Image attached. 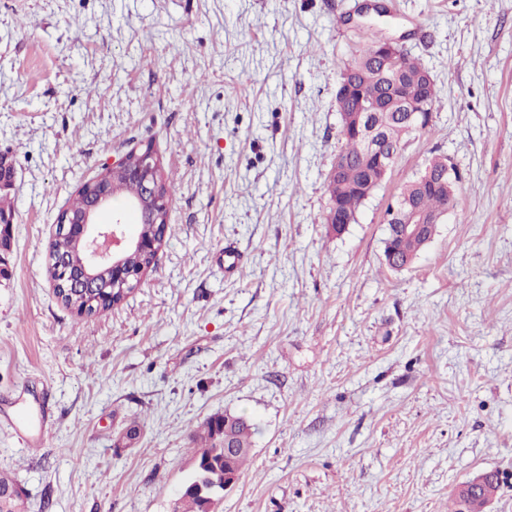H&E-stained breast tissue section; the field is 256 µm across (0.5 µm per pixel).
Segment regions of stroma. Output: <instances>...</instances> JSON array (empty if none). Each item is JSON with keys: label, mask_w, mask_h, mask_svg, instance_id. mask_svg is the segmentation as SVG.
I'll use <instances>...</instances> for the list:
<instances>
[{"label": "stroma", "mask_w": 512, "mask_h": 512, "mask_svg": "<svg viewBox=\"0 0 512 512\" xmlns=\"http://www.w3.org/2000/svg\"><path fill=\"white\" fill-rule=\"evenodd\" d=\"M0 0V471L27 512H172L215 415L256 426L218 512H451L484 471L512 512V0ZM394 38L434 77L355 224H326L336 88ZM152 145L176 176L141 285L78 317L47 274L59 212ZM436 154L453 206L407 270L384 215ZM241 251L225 278L219 252ZM12 215V205L8 193H0V215ZM13 237V218L0 216V249L9 250Z\"/></svg>", "instance_id": "obj_1"}]
</instances>
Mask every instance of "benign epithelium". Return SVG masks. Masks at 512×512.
Masks as SVG:
<instances>
[{
    "instance_id": "benign-epithelium-1",
    "label": "benign epithelium",
    "mask_w": 512,
    "mask_h": 512,
    "mask_svg": "<svg viewBox=\"0 0 512 512\" xmlns=\"http://www.w3.org/2000/svg\"><path fill=\"white\" fill-rule=\"evenodd\" d=\"M379 52L378 67L385 71L391 57L400 50L397 41L381 38L376 41ZM392 101L401 108L400 116L409 130H420L430 117L427 105L411 104L402 94V83L395 77L388 78ZM336 107L341 124L352 129L359 135L372 140L369 154L362 163V169L368 176L366 189L380 184L386 177L390 165L398 152L386 151L373 141L376 132L374 114L371 108H357L353 104V87L345 82L336 92ZM113 178L108 185H94L87 181L82 184L88 194L87 204L78 217L61 211L57 223L78 225L79 239L84 244V260L82 266L75 269L68 257L56 255L52 268L57 272L53 280L54 287H63L77 296L109 298V293L119 292L126 296L128 290L137 287L146 271L134 273L125 264L126 255L138 250L144 254L156 255L161 242L145 235L130 237L122 229L124 216L112 214V220L104 223L103 214L112 210V199L119 194L124 183L135 181L140 185V195L134 199L129 209L138 213L143 224L160 223V215L168 210V197L161 195L159 180V161L150 149L140 151V165L131 168L125 159L112 161ZM16 168L13 161L0 156V189H9L14 185ZM443 214H430L423 211L416 200L406 196L386 213V223L395 227L401 236H426L433 238L434 229L441 223ZM13 237V219L0 216V249H10Z\"/></svg>"
}]
</instances>
